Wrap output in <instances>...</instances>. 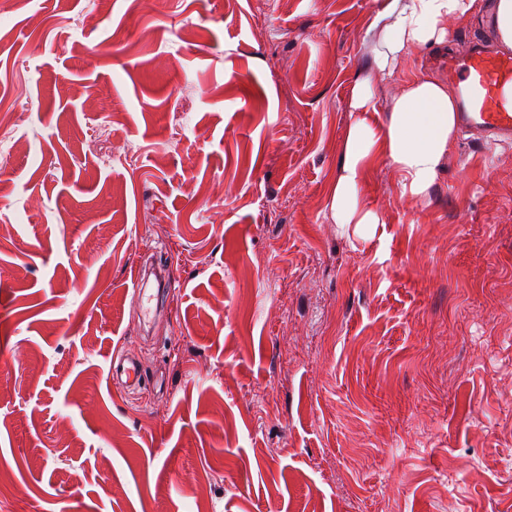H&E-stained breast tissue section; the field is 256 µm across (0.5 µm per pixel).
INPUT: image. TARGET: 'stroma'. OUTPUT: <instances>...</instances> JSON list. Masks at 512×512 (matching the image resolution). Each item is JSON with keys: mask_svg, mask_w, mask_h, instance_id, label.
<instances>
[{"mask_svg": "<svg viewBox=\"0 0 512 512\" xmlns=\"http://www.w3.org/2000/svg\"><path fill=\"white\" fill-rule=\"evenodd\" d=\"M376 7L0 14V512H512V143L458 131L420 202L373 158L381 225L329 216ZM489 9L373 76L379 105ZM113 380L116 385L122 388H128L139 379V368L137 364L130 358L116 357L113 358Z\"/></svg>", "mask_w": 512, "mask_h": 512, "instance_id": "1", "label": "stroma"}]
</instances>
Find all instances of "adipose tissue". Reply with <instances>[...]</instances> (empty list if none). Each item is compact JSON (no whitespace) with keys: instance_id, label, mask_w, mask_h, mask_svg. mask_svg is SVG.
Returning <instances> with one entry per match:
<instances>
[{"instance_id":"ef3b65f1","label":"adipose tissue","mask_w":512,"mask_h":512,"mask_svg":"<svg viewBox=\"0 0 512 512\" xmlns=\"http://www.w3.org/2000/svg\"><path fill=\"white\" fill-rule=\"evenodd\" d=\"M476 0H383L365 32L376 41L370 61L372 72L394 76L402 58L412 49L448 38V22L467 18ZM349 125L337 167L330 216L340 227L380 223L379 214L364 209L358 188L372 156L387 159L400 176L402 197H427L454 145L456 102L447 86L428 77L405 82L386 108L384 121L373 114L376 100L370 78L356 79Z\"/></svg>"}]
</instances>
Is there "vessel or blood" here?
I'll use <instances>...</instances> for the list:
<instances>
[{
    "mask_svg": "<svg viewBox=\"0 0 512 512\" xmlns=\"http://www.w3.org/2000/svg\"><path fill=\"white\" fill-rule=\"evenodd\" d=\"M448 81L457 89L463 127L512 138V51L475 45L462 56H449ZM116 385L127 388L139 379L130 358L113 361Z\"/></svg>",
    "mask_w": 512,
    "mask_h": 512,
    "instance_id": "b4317fda",
    "label": "vessel or blood"
}]
</instances>
